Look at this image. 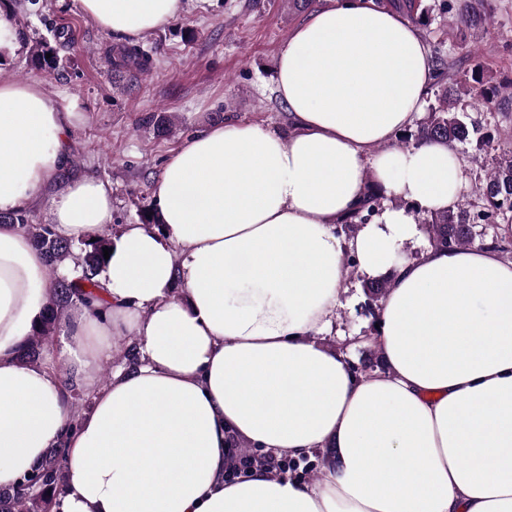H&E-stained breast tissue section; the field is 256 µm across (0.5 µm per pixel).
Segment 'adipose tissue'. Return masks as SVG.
I'll list each match as a JSON object with an SVG mask.
<instances>
[{"instance_id":"adipose-tissue-1","label":"adipose tissue","mask_w":512,"mask_h":512,"mask_svg":"<svg viewBox=\"0 0 512 512\" xmlns=\"http://www.w3.org/2000/svg\"><path fill=\"white\" fill-rule=\"evenodd\" d=\"M78 3L130 42L185 8ZM431 72L419 30L379 0L310 12L278 58L288 132L220 124L172 151L154 185L161 229L124 225L98 275L106 317L78 308L38 365L18 348L49 303L45 257L0 224V486L63 445L53 512H512V262L432 247L418 217L455 209L466 171L446 145L394 146ZM76 119L41 82L0 78V213L47 199L55 233L79 246L111 226L112 186L81 174L49 191ZM371 185L387 203L337 234ZM348 253L387 282L386 370L363 379L320 342L349 292ZM129 335L132 369L114 359ZM60 363L92 399L74 429ZM232 436L295 460L327 451L326 475L226 479Z\"/></svg>"}]
</instances>
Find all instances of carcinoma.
I'll return each mask as SVG.
<instances>
[{"label": "carcinoma", "instance_id": "cac0c4a2", "mask_svg": "<svg viewBox=\"0 0 512 512\" xmlns=\"http://www.w3.org/2000/svg\"><path fill=\"white\" fill-rule=\"evenodd\" d=\"M397 9L418 11L417 19L429 24V10L421 7V0H390ZM482 9L472 13L459 12L448 16L452 27H480L490 33V17L480 12L490 11L491 0H480ZM31 52L51 69L59 64L58 51L46 41L35 43ZM51 57H46V54ZM147 53L130 48L120 51L117 68L137 65L148 68ZM434 82L430 94L434 103L414 132L402 134L400 147L408 149L421 142L440 141L457 151L472 147V159L479 165L480 175L472 196L464 198L456 209L419 219L431 244L441 250L471 246L491 249L501 256L512 258V236L499 232L502 223L512 221V131L506 132L498 123L482 118L481 108H488L498 100H512V78L498 85L484 81L480 63L462 76L451 71L448 59L437 56L433 60ZM384 196L372 190L359 205L341 221L340 230L347 236L355 234L381 208ZM0 224H14L26 233L44 253L47 273L52 280V296L39 326L33 329L19 348L18 359L24 364H38L43 351L55 336L65 313L71 307L84 305L92 315L103 314L101 292L104 286L97 276L104 263L103 250L110 239L99 237L80 248L77 265L80 275L72 280L57 276V268L74 257L73 245L58 238L51 226L33 223L29 211L21 209L0 214ZM67 449H50L37 466L24 475L13 487L0 488V512H52L62 493Z\"/></svg>", "mask_w": 512, "mask_h": 512}]
</instances>
